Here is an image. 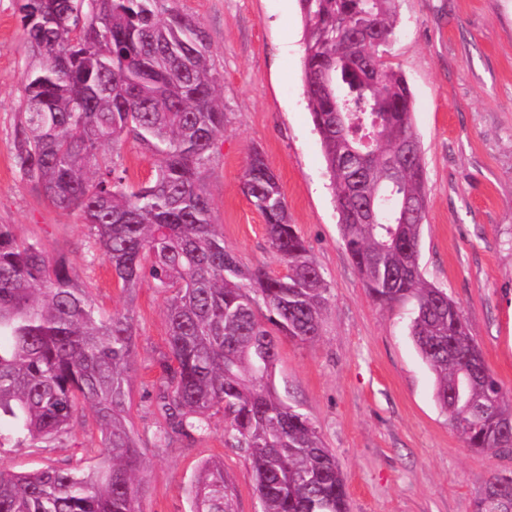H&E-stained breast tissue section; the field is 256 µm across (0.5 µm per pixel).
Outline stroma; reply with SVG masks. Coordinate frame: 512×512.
<instances>
[{
	"mask_svg": "<svg viewBox=\"0 0 512 512\" xmlns=\"http://www.w3.org/2000/svg\"><path fill=\"white\" fill-rule=\"evenodd\" d=\"M19 0H0V224L64 256L102 311L129 312L136 347L129 420L144 449L142 512H190L186 488L203 461H223L235 512H262L246 453L224 442L223 414L208 434L155 447L158 361L167 350L165 292L126 291L89 225L56 211L19 173L14 127L28 47ZM207 35L227 124L205 183L224 246L243 269L284 274L262 214L241 190L252 151L279 180L292 224L329 285L318 338L280 337L274 383L307 415L345 478L349 512H475L490 477L512 455L467 448L434 398L435 377L409 334L410 309L368 296L342 244L334 190L303 86L304 25L297 0H170ZM414 97L425 173L420 265L467 321L486 366L512 396V0H396L384 56ZM100 432L80 405L57 448H4L0 469L87 467Z\"/></svg>",
	"mask_w": 512,
	"mask_h": 512,
	"instance_id": "1",
	"label": "stroma"
}]
</instances>
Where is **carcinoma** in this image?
Segmentation results:
<instances>
[{"label":"carcinoma","mask_w":512,"mask_h":512,"mask_svg":"<svg viewBox=\"0 0 512 512\" xmlns=\"http://www.w3.org/2000/svg\"><path fill=\"white\" fill-rule=\"evenodd\" d=\"M395 0H298L305 95L335 192L343 245L370 298L411 305L410 335L436 377L435 400L472 450L512 453V406L448 293L423 276L421 146L407 80L382 60ZM32 61L14 128L23 179L90 226L124 288L169 293L158 445L193 439L211 415L243 449L264 512H348L336 459L309 418L277 393V339L319 336L328 285L291 224L262 154L242 191L262 214L286 273L245 271L224 247L204 187L224 135L207 35L166 0H21ZM132 139L154 159L134 186L106 149ZM261 296L266 313L251 293ZM128 313L105 314L67 260L0 224V448H49L89 405L101 433L87 468L0 470V512H140L142 452L128 426ZM488 481L476 512L492 502ZM192 512H235L224 462L192 480Z\"/></svg>","instance_id":"carcinoma-1"}]
</instances>
